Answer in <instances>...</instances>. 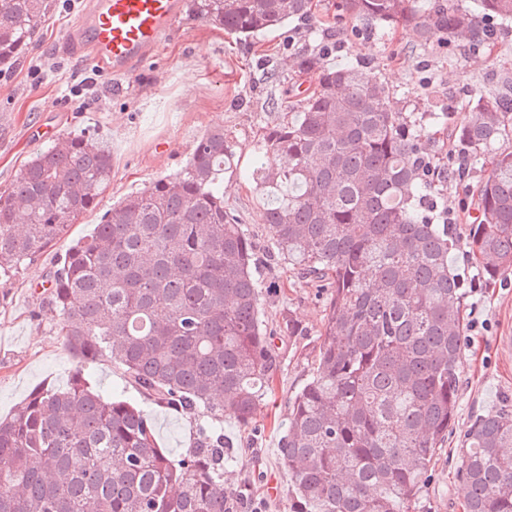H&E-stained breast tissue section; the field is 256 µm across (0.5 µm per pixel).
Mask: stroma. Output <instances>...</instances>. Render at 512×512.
I'll list each match as a JSON object with an SVG mask.
<instances>
[{
	"mask_svg": "<svg viewBox=\"0 0 512 512\" xmlns=\"http://www.w3.org/2000/svg\"><path fill=\"white\" fill-rule=\"evenodd\" d=\"M318 33L308 25L288 24L257 39H242L215 24L183 12L155 56L133 75L110 79L92 76L81 61L60 55L57 43L83 8V0H59L43 33L12 68L0 72V192L6 191L36 152L70 134L98 137L112 147V182L93 212L85 214L48 251L0 273V417L14 410L39 387L65 386L75 359L64 349L60 316L49 305L43 284L69 245L89 236L102 213L161 176L177 172L196 142L210 130L223 129L232 141L236 167L224 175V205L250 233L258 254H266L268 229L260 219L262 198L245 175L258 155L264 128L279 119H297L299 79L296 53L334 47L322 57L328 67L373 62L374 73L389 91L392 105L415 113L421 144L440 171L448 169L449 129L428 115L448 112L452 125L472 115L454 98L458 89L512 95V27L496 30L491 49L475 54L465 36L452 50L421 47L400 29H362L336 7L338 0H314ZM165 149H158V142ZM482 175L472 167L469 181L441 179L442 208L459 215V244L450 262L465 278L468 333L459 364L460 392L453 433L440 449L426 486L423 512H465L459 437L471 419L512 405V351L498 338L512 336V275L490 284L465 257L467 210L472 184ZM259 317L271 331L274 387L254 409L251 428L225 415L224 437L237 463L224 471L225 490L246 500H264L267 512H288L290 477L280 460V438L288 425L290 402L310 380L322 343L326 298L297 279L283 264L263 265ZM302 333H284L285 317ZM89 383L119 389L124 399L149 414L158 444L172 455L191 448L206 419L201 411L176 412L157 404L129 384L121 368L106 360L87 363ZM277 479L279 492L267 483Z\"/></svg>",
	"mask_w": 512,
	"mask_h": 512,
	"instance_id": "35a3bbf8",
	"label": "stroma"
}]
</instances>
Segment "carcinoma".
<instances>
[{"label":"carcinoma","mask_w":512,"mask_h":512,"mask_svg":"<svg viewBox=\"0 0 512 512\" xmlns=\"http://www.w3.org/2000/svg\"><path fill=\"white\" fill-rule=\"evenodd\" d=\"M56 0H0V69L35 42ZM341 0L364 24L402 28L422 46L466 32L480 49L512 24V0ZM192 14L254 39L313 19L311 0H190ZM295 121L265 128L248 175L268 197V257L327 293L323 343L291 401L281 460L288 512H418L456 417L467 328L456 242L439 210L421 133L394 109L372 69L322 66ZM462 102L474 120L451 130L466 178L482 162L468 247L482 277L512 273V97ZM234 163L224 130L207 132L186 165L126 197L50 273L47 298L77 365L67 387L37 388L0 420V512H230L236 457L216 423L251 424L271 389L259 319L258 257L224 209ZM112 179V151L74 135L36 153L0 194V270L55 245ZM108 358L174 410L203 409L197 446L172 459L153 422L119 392L94 389L83 366ZM222 398L215 401V392ZM457 472L465 512H512V407L464 431Z\"/></svg>","instance_id":"1"}]
</instances>
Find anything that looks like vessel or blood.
<instances>
[{"label":"vessel or blood","mask_w":512,"mask_h":512,"mask_svg":"<svg viewBox=\"0 0 512 512\" xmlns=\"http://www.w3.org/2000/svg\"><path fill=\"white\" fill-rule=\"evenodd\" d=\"M182 9L183 0H85L58 48L99 74L126 77L155 55Z\"/></svg>","instance_id":"obj_1"}]
</instances>
